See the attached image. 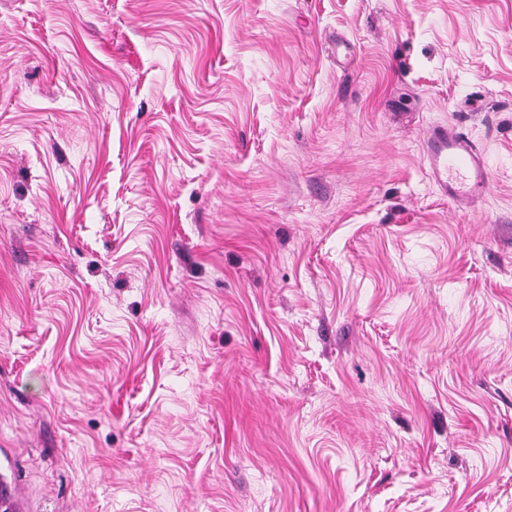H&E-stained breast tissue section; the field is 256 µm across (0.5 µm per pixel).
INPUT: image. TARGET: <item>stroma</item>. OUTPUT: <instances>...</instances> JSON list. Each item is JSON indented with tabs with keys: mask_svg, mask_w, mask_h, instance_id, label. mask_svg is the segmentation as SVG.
I'll list each match as a JSON object with an SVG mask.
<instances>
[{
	"mask_svg": "<svg viewBox=\"0 0 512 512\" xmlns=\"http://www.w3.org/2000/svg\"><path fill=\"white\" fill-rule=\"evenodd\" d=\"M456 120L464 211L422 154ZM0 475L512 512V0H0ZM423 152L430 180L457 207H469L486 193L487 162L457 124L433 127L424 138Z\"/></svg>",
	"mask_w": 512,
	"mask_h": 512,
	"instance_id": "stroma-1",
	"label": "stroma"
}]
</instances>
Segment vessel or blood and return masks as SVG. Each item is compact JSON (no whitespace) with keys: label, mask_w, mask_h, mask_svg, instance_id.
Listing matches in <instances>:
<instances>
[{"label":"vessel or blood","mask_w":512,"mask_h":512,"mask_svg":"<svg viewBox=\"0 0 512 512\" xmlns=\"http://www.w3.org/2000/svg\"><path fill=\"white\" fill-rule=\"evenodd\" d=\"M423 158L430 179L458 207L471 206L489 187L487 162L458 125L433 127L424 138Z\"/></svg>","instance_id":"obj_1"}]
</instances>
